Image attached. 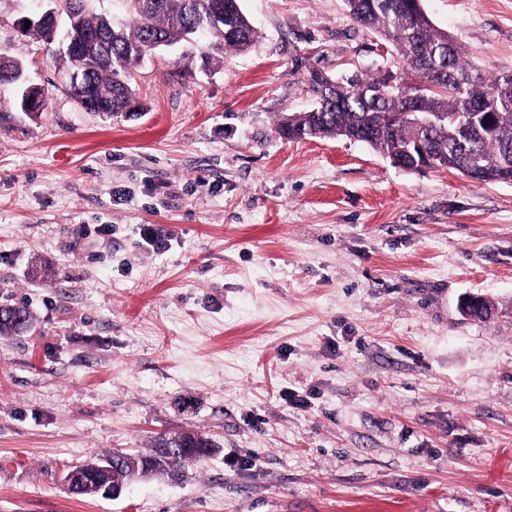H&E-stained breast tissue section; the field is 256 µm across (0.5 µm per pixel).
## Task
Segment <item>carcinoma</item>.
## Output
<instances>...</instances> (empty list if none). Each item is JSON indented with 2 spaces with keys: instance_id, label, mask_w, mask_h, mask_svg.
I'll list each match as a JSON object with an SVG mask.
<instances>
[{
  "instance_id": "carcinoma-1",
  "label": "carcinoma",
  "mask_w": 512,
  "mask_h": 512,
  "mask_svg": "<svg viewBox=\"0 0 512 512\" xmlns=\"http://www.w3.org/2000/svg\"><path fill=\"white\" fill-rule=\"evenodd\" d=\"M74 20L62 29L35 26L48 43L81 38L90 32L97 43L83 54L57 51L78 75L69 96L85 111L139 115L147 111L132 87V70L160 39L175 49L205 43L202 68L229 51H246L258 31L242 11L240 0H130L135 24H116L92 7L94 0H61ZM353 20L390 42L417 82L393 76L336 78L312 68L309 91L316 110L282 116L277 133L286 140L345 138L369 145L402 169L419 170L417 144L426 145L432 168L447 169L479 183H512V92L503 99L506 75L492 79L464 60V50L448 32L437 29L409 0H347ZM26 84L24 62L0 54V88ZM457 116L448 123V117ZM33 324L20 306L0 307V336L20 335ZM217 451L209 438L194 432L160 436L145 453L106 456L111 469L94 471L90 481L126 485L138 474L180 480L187 466L205 455H187L182 447Z\"/></svg>"
}]
</instances>
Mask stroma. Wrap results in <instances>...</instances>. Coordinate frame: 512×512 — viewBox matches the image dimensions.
<instances>
[{
	"mask_svg": "<svg viewBox=\"0 0 512 512\" xmlns=\"http://www.w3.org/2000/svg\"><path fill=\"white\" fill-rule=\"evenodd\" d=\"M421 5L486 77L512 72V0ZM48 6L0 0V54L45 96L0 90V305L33 316L0 336V512H512V183L275 132L309 69L396 76L391 44L345 0H241L251 49L146 57L148 112L108 118L31 29ZM183 431L218 450L179 482H64Z\"/></svg>",
	"mask_w": 512,
	"mask_h": 512,
	"instance_id": "stroma-1",
	"label": "stroma"
}]
</instances>
